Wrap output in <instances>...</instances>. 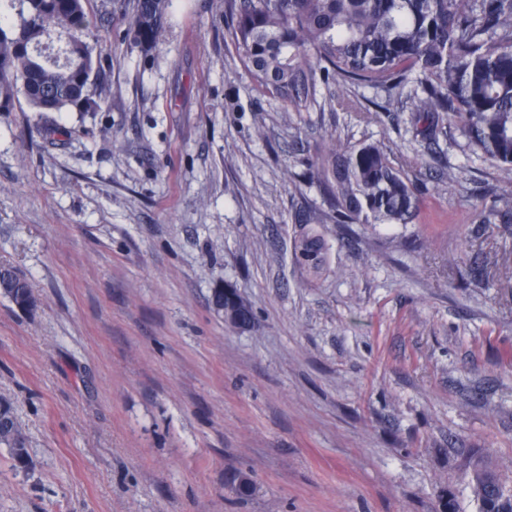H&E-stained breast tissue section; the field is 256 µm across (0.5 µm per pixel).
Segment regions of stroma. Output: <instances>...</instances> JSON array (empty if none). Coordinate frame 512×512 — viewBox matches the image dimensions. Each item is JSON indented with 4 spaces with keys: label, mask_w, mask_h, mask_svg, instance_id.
Listing matches in <instances>:
<instances>
[{
    "label": "stroma",
    "mask_w": 512,
    "mask_h": 512,
    "mask_svg": "<svg viewBox=\"0 0 512 512\" xmlns=\"http://www.w3.org/2000/svg\"><path fill=\"white\" fill-rule=\"evenodd\" d=\"M108 102L0 112V264L39 298H0V401L29 465L0 447V512H478L471 450L512 471V172L458 134L416 137L337 83L293 111L250 77L224 0H172L152 52L130 9L93 0ZM390 148L423 188L417 223L320 226L306 179L326 136ZM234 289L254 325L212 309ZM255 485L236 494L238 473ZM298 263L312 277L321 276L328 268V246L315 225L305 224L294 237Z\"/></svg>",
    "instance_id": "35a3bbf8"
}]
</instances>
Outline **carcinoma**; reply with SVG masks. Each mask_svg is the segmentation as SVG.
Instances as JSON below:
<instances>
[{
	"label": "carcinoma",
	"mask_w": 512,
	"mask_h": 512,
	"mask_svg": "<svg viewBox=\"0 0 512 512\" xmlns=\"http://www.w3.org/2000/svg\"><path fill=\"white\" fill-rule=\"evenodd\" d=\"M90 0H0V112L23 97L34 112L96 110L101 78L89 42ZM231 34L253 81L302 112L334 77L410 106L416 134L434 137L448 120L473 153L512 170V0H224ZM171 0H133L129 35L153 50ZM337 224L406 225L422 200L415 182L379 143H332L309 163ZM298 263L312 277L328 268L318 228L294 237ZM0 297L37 307L28 282L0 266ZM230 315L246 301L219 288ZM0 445L13 466H28L21 426L0 403ZM512 477L473 456L468 483L479 512H512Z\"/></svg>",
	"instance_id": "obj_1"
}]
</instances>
